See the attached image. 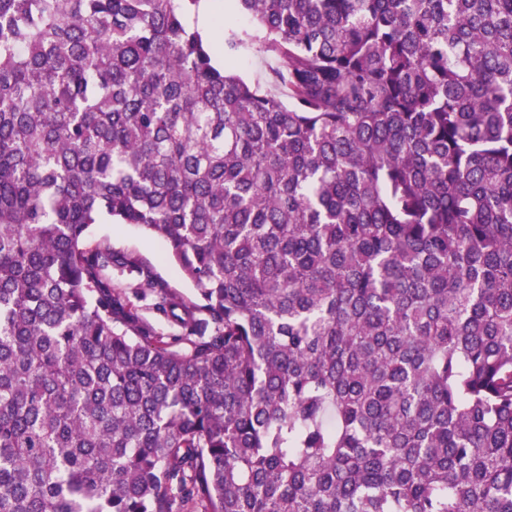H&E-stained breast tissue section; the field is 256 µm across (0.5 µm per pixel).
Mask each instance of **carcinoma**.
<instances>
[{
  "label": "carcinoma",
  "instance_id": "1",
  "mask_svg": "<svg viewBox=\"0 0 512 512\" xmlns=\"http://www.w3.org/2000/svg\"><path fill=\"white\" fill-rule=\"evenodd\" d=\"M198 2L0 0V512H512V0ZM205 1L208 0H201L196 7L191 9L186 18L187 23L190 27L197 29L207 42L216 48L214 60L215 63L222 68L224 67V53L219 50V48L224 41V26L227 27L234 25L238 27H247L250 25V21L244 17L225 13L221 8L212 15L210 26L204 27L200 24V16L206 9L207 2ZM224 14L226 15L225 22L223 19ZM271 64L269 58L252 49L242 53L232 64L226 62L235 74L252 83L259 82L263 89H273L268 83ZM109 246L113 252L124 254L140 265L149 267L158 281L155 289H145L143 297H136L140 282L139 275L125 269L111 271L112 279L120 282L131 301L138 309L140 316L157 331L166 335L174 332L171 321L158 312L155 304L159 301L160 289L175 292L187 299L197 297L195 286L185 279L180 268L165 256L163 243L156 237L146 233L132 224H113L109 220H101L89 226L85 235L86 248L93 249L96 245Z\"/></svg>",
  "mask_w": 512,
  "mask_h": 512
}]
</instances>
